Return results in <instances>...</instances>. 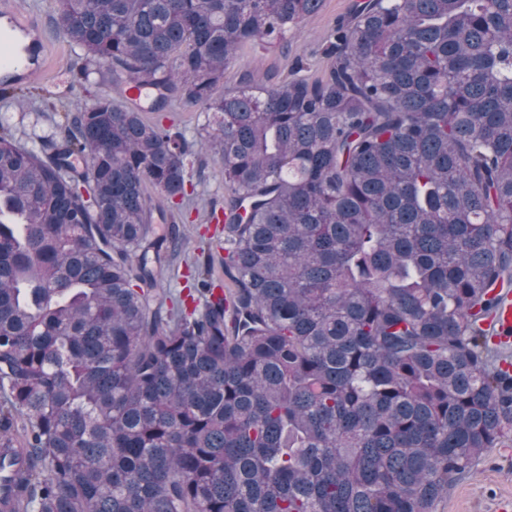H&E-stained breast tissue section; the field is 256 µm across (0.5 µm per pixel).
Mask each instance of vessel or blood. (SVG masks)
<instances>
[{
  "label": "vessel or blood",
  "mask_w": 512,
  "mask_h": 512,
  "mask_svg": "<svg viewBox=\"0 0 512 512\" xmlns=\"http://www.w3.org/2000/svg\"><path fill=\"white\" fill-rule=\"evenodd\" d=\"M0 18L13 29L9 35L0 32V74L11 72L25 80L40 77L48 65V41L39 20L15 0H0Z\"/></svg>",
  "instance_id": "vessel-or-blood-1"
}]
</instances>
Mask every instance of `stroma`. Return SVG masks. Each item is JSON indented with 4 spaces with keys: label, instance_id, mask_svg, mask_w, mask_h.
<instances>
[{
    "label": "stroma",
    "instance_id": "obj_1",
    "mask_svg": "<svg viewBox=\"0 0 512 512\" xmlns=\"http://www.w3.org/2000/svg\"><path fill=\"white\" fill-rule=\"evenodd\" d=\"M352 0H324L321 10L305 19L299 28L274 45H248L227 70L229 85L247 81L271 86L287 75L301 72L315 79L323 75L330 60L324 54L330 28L346 15ZM20 6L39 16L45 23L49 41V69L45 79L18 82L12 95L0 98V122L8 126L16 138L29 146L39 137L51 134L65 113L77 104L92 102L95 95L113 93L111 78L86 59L61 33L51 26L55 13L54 0H19ZM86 67L87 82L75 81L72 66ZM165 123L183 131L193 144L190 170L196 178L195 191L187 197L178 224L182 251L173 266L166 269L159 281L164 291H177L186 286L185 272L189 263L210 258L215 279H223L224 233L220 223L210 222L211 210L224 208V168L206 153L202 144L206 136L205 116L196 107L172 101L162 115ZM155 113H146V120H155ZM508 503L512 512V441L503 447L491 448L483 454L475 469L461 477L447 496L435 505V512H500L501 503Z\"/></svg>",
    "mask_w": 512,
    "mask_h": 512
}]
</instances>
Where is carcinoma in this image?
<instances>
[{"label": "carcinoma", "instance_id": "1", "mask_svg": "<svg viewBox=\"0 0 512 512\" xmlns=\"http://www.w3.org/2000/svg\"><path fill=\"white\" fill-rule=\"evenodd\" d=\"M322 3L56 0L207 115L232 286L158 292L182 132L109 94L37 149L0 124V512H433L512 440V0H356L324 77L224 87Z\"/></svg>", "mask_w": 512, "mask_h": 512}]
</instances>
